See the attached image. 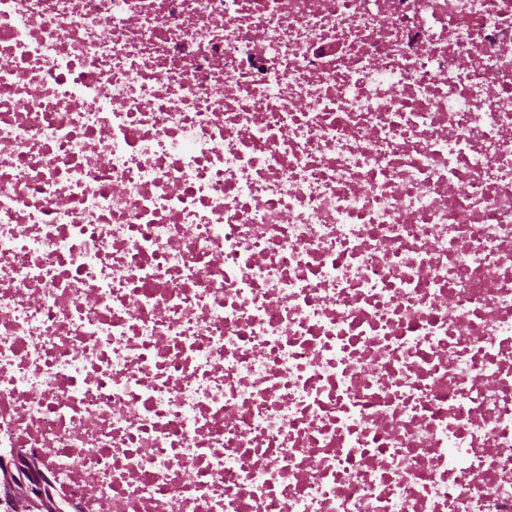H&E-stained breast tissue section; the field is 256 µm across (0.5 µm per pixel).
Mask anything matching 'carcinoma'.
Wrapping results in <instances>:
<instances>
[{
	"label": "carcinoma",
	"instance_id": "1",
	"mask_svg": "<svg viewBox=\"0 0 512 512\" xmlns=\"http://www.w3.org/2000/svg\"><path fill=\"white\" fill-rule=\"evenodd\" d=\"M20 465L7 470L0 462V512H67L52 485L23 461L21 451L10 449Z\"/></svg>",
	"mask_w": 512,
	"mask_h": 512
}]
</instances>
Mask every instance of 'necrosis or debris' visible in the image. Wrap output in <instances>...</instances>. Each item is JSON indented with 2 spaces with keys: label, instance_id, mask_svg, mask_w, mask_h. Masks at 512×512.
I'll list each match as a JSON object with an SVG mask.
<instances>
[{
  "label": "necrosis or debris",
  "instance_id": "1",
  "mask_svg": "<svg viewBox=\"0 0 512 512\" xmlns=\"http://www.w3.org/2000/svg\"><path fill=\"white\" fill-rule=\"evenodd\" d=\"M79 512H512V0H0V449Z\"/></svg>",
  "mask_w": 512,
  "mask_h": 512
}]
</instances>
